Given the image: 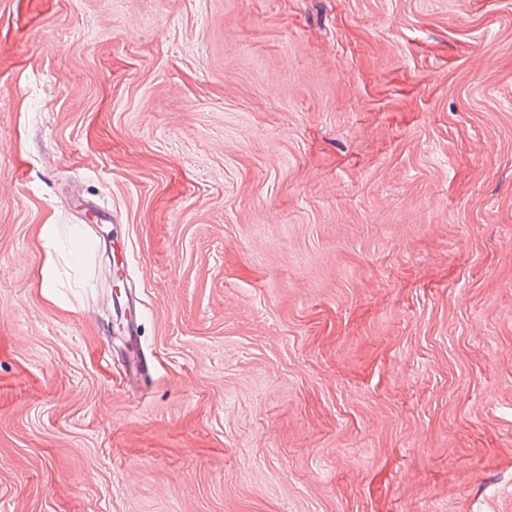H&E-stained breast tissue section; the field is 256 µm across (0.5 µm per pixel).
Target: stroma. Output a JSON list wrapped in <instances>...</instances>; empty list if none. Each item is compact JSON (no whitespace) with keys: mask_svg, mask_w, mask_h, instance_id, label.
Here are the masks:
<instances>
[{"mask_svg":"<svg viewBox=\"0 0 512 512\" xmlns=\"http://www.w3.org/2000/svg\"><path fill=\"white\" fill-rule=\"evenodd\" d=\"M0 512H512V0H0Z\"/></svg>","mask_w":512,"mask_h":512,"instance_id":"stroma-1","label":"stroma"}]
</instances>
